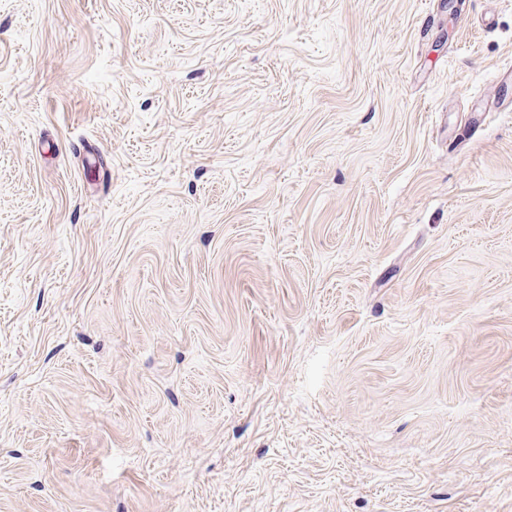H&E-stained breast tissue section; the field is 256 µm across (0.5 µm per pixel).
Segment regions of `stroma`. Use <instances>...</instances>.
<instances>
[{
	"label": "stroma",
	"instance_id": "1",
	"mask_svg": "<svg viewBox=\"0 0 512 512\" xmlns=\"http://www.w3.org/2000/svg\"><path fill=\"white\" fill-rule=\"evenodd\" d=\"M512 0H0V512H512Z\"/></svg>",
	"mask_w": 512,
	"mask_h": 512
}]
</instances>
